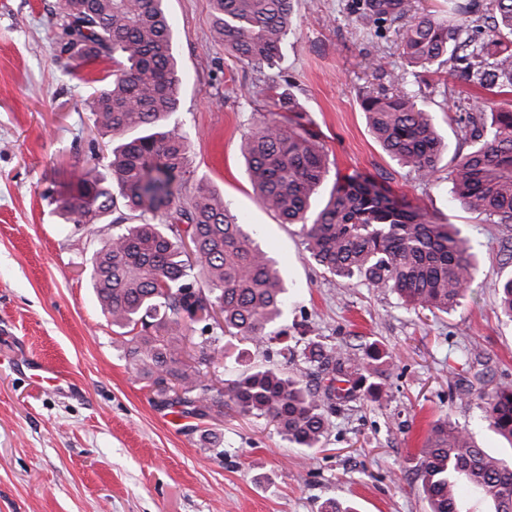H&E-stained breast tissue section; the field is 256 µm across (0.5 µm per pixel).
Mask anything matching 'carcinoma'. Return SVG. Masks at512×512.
I'll return each mask as SVG.
<instances>
[{"label":"carcinoma","mask_w":512,"mask_h":512,"mask_svg":"<svg viewBox=\"0 0 512 512\" xmlns=\"http://www.w3.org/2000/svg\"><path fill=\"white\" fill-rule=\"evenodd\" d=\"M489 15L468 33L452 16L419 13L414 0H364L362 15L400 23L407 66L435 74L449 59L466 62L479 84L512 93V0H488ZM212 28L239 61L272 63L292 30L294 0H211ZM58 55L87 63L112 60L89 104L97 132L119 140L106 163L70 174L51 199L66 224H104L112 233L87 260L90 287L115 327L112 339L159 403L184 417L219 420L224 411L270 420L295 448H317L329 415L360 396L367 377H388L392 362L371 345L363 354L307 338L310 388L278 368L249 366L217 388L207 368L224 354L221 337L260 348L287 307L280 267L202 182L187 199L188 140L171 120L180 103L179 62L166 0H57ZM240 143L260 204L298 227L309 258L330 277L386 289L414 310L448 314L475 281L478 258L454 224L390 198L371 179H336L325 205L313 208L328 171L311 120L281 93ZM385 152L421 182L442 181L445 150L433 118L407 92L383 86L361 101ZM471 149L448 170L449 193L487 224L512 230V101L457 116ZM499 308L512 319V275L498 283ZM217 306L222 321L201 318L198 365L188 355L184 316ZM480 421L512 446V381L484 399ZM429 512H512V465L488 453L467 428L448 419L427 432L415 465Z\"/></svg>","instance_id":"cac0c4a2"}]
</instances>
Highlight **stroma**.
Here are the masks:
<instances>
[{
	"label": "stroma",
	"mask_w": 512,
	"mask_h": 512,
	"mask_svg": "<svg viewBox=\"0 0 512 512\" xmlns=\"http://www.w3.org/2000/svg\"><path fill=\"white\" fill-rule=\"evenodd\" d=\"M55 4L0 0V512H325L333 502L355 512H428L413 466L440 417L511 462L512 445L480 424V398L461 401L448 369L474 349L485 391L512 380V319L496 294L512 274V244L502 226L453 202L448 182L421 184L392 161L360 107L377 85L369 61L383 58L399 88L431 112L448 168L468 145L447 102L478 108L495 92L464 76L408 74L397 24L363 17L357 0H298L293 34L260 70L213 39L210 0H167L183 73L174 118L190 140L192 179L256 225L260 246L282 267L292 293L282 344L295 345L307 325L324 343L373 344L393 362L387 397L350 403L331 416L321 447L295 448L266 420L232 411L214 422H173L114 346L85 270L99 235L59 223L47 199L102 145L88 103L95 77L112 64L58 56ZM281 75L316 122L326 186L371 178L469 237L479 271L455 312L414 311L389 292L331 280L295 226L255 199L241 138L272 107L265 80ZM38 356L70 375V392L30 379L20 360Z\"/></svg>",
	"instance_id": "1"
}]
</instances>
